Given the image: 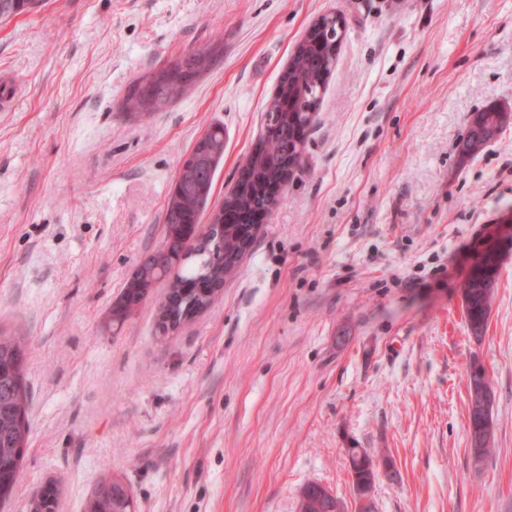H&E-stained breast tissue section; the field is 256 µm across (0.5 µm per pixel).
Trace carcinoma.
Wrapping results in <instances>:
<instances>
[{
  "instance_id": "cac0c4a2",
  "label": "carcinoma",
  "mask_w": 512,
  "mask_h": 512,
  "mask_svg": "<svg viewBox=\"0 0 512 512\" xmlns=\"http://www.w3.org/2000/svg\"><path fill=\"white\" fill-rule=\"evenodd\" d=\"M35 0H0V19L29 12ZM340 39L335 28L313 23L291 57L288 78L266 107V120L259 146L248 154L242 172L248 178L235 184L225 197L222 228L201 225L208 212L215 174L224 160V125L213 124L196 140L187 164L175 180L168 200L161 245L145 254L135 266L122 291L112 302L107 324L112 329L126 320L166 280L169 291L160 307L158 326L169 331L213 305L224 279L231 274L254 240L256 223L252 215L276 207L282 196L271 189L283 177L284 162L299 166L307 136L328 79L336 64L330 45ZM211 64L206 50H190L170 62V69H158L141 77L130 87L123 109L144 117L164 109L190 87ZM500 107L489 105L475 113L469 123L461 153H479L502 130ZM464 282L462 304L474 338H482L491 313L499 279V265L477 266ZM469 393L470 452L480 463L495 448L493 405L495 393L485 368L473 362L467 373ZM28 356L20 339L0 331V489L13 492L30 426ZM361 463L349 459L354 492L371 494L379 461L359 448ZM344 502L324 486L307 484L300 493L299 512H343ZM83 512H135L133 491L118 475L100 480L84 503Z\"/></svg>"
}]
</instances>
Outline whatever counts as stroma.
<instances>
[{
  "label": "stroma",
  "instance_id": "1",
  "mask_svg": "<svg viewBox=\"0 0 512 512\" xmlns=\"http://www.w3.org/2000/svg\"><path fill=\"white\" fill-rule=\"evenodd\" d=\"M328 13L346 32L302 165L221 300L163 336L161 283L109 329L183 158L223 124L221 203ZM212 47L183 97L122 110L142 74ZM0 79V328L22 338L31 389L0 512H30L50 479L57 512H82L109 474L135 512H298L311 482L350 505L351 448L384 461L377 512H512V125L459 153L474 112L512 110V0H46L0 21ZM489 257L478 340L461 288ZM475 360L495 392L478 464ZM477 365V366H476ZM469 393L470 452L475 463H480L495 448L493 405L495 393L490 385L485 368L476 360L467 373Z\"/></svg>",
  "mask_w": 512,
  "mask_h": 512
}]
</instances>
